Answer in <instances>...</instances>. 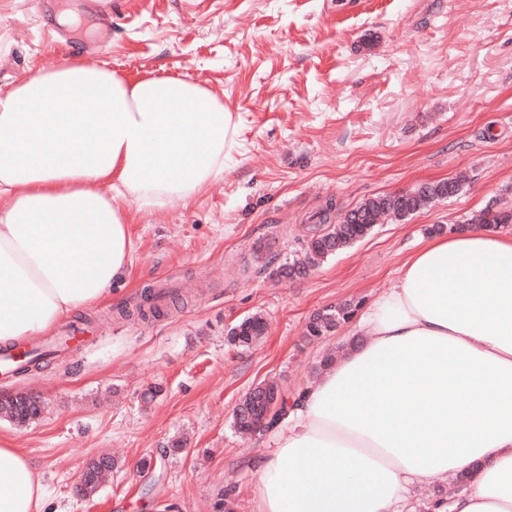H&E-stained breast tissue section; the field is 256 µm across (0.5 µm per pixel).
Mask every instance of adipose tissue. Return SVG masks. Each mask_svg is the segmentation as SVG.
Here are the masks:
<instances>
[{"instance_id":"adipose-tissue-1","label":"adipose tissue","mask_w":512,"mask_h":512,"mask_svg":"<svg viewBox=\"0 0 512 512\" xmlns=\"http://www.w3.org/2000/svg\"><path fill=\"white\" fill-rule=\"evenodd\" d=\"M236 126L190 77L128 80L74 58L0 92V346L109 300L131 265V209L194 197ZM356 345L268 431L258 512H512V235H433L365 306ZM30 458L0 445V512H43ZM441 476H437L432 478L427 484L422 487H419L414 490L410 502L411 510L414 512H430V503H432V495L434 493V489L438 484H444L447 486V497L448 494V482H444L439 480Z\"/></svg>"}]
</instances>
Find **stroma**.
Wrapping results in <instances>:
<instances>
[{"mask_svg": "<svg viewBox=\"0 0 512 512\" xmlns=\"http://www.w3.org/2000/svg\"><path fill=\"white\" fill-rule=\"evenodd\" d=\"M78 0H0V91L60 64ZM88 58L134 80L190 76L237 126L224 174L196 196L131 210L132 263L110 301L85 310L95 335L41 368L0 378V398L37 395L39 417L0 416L48 488L45 512H257L266 433L240 436L232 413L257 384L291 396L353 323L309 339L327 306L367 304L435 225L490 203L512 205V0H121L112 39ZM459 178L456 196L371 235L304 275L318 214ZM180 284L167 312L121 318L147 291ZM268 328L241 349L229 330ZM156 390L153 401L144 392ZM181 452H173V444ZM114 468L88 500L82 462ZM237 326L242 328L241 333L235 334L234 337H231V335H229V341L236 346L249 348L253 346L256 342H258L264 335L265 321L261 316L254 315L252 317H247L246 319L242 320ZM246 326H248V328H245ZM236 336H252V338L250 342H248L247 344H237L240 342V337L237 338L236 343Z\"/></svg>", "mask_w": 512, "mask_h": 512, "instance_id": "obj_1", "label": "stroma"}]
</instances>
